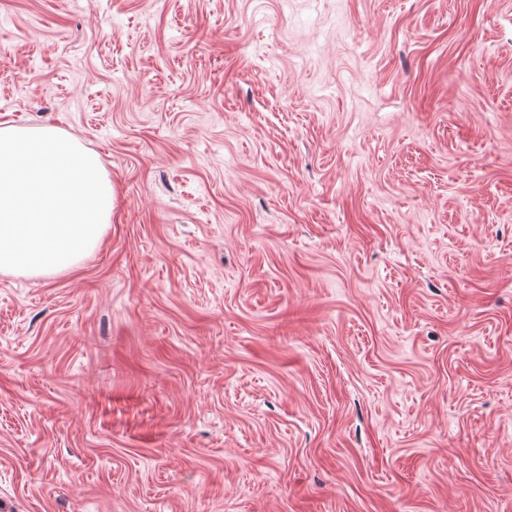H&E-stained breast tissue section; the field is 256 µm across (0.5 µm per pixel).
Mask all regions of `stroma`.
<instances>
[{
    "mask_svg": "<svg viewBox=\"0 0 512 512\" xmlns=\"http://www.w3.org/2000/svg\"><path fill=\"white\" fill-rule=\"evenodd\" d=\"M117 194L0 274V512H512V0H0V128Z\"/></svg>",
    "mask_w": 512,
    "mask_h": 512,
    "instance_id": "1",
    "label": "stroma"
}]
</instances>
